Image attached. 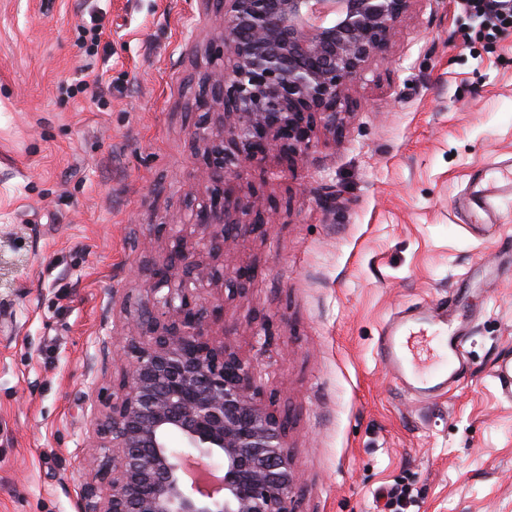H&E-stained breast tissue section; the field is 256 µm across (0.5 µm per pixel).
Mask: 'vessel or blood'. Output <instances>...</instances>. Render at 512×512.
<instances>
[{
  "label": "vessel or blood",
  "instance_id": "1",
  "mask_svg": "<svg viewBox=\"0 0 512 512\" xmlns=\"http://www.w3.org/2000/svg\"><path fill=\"white\" fill-rule=\"evenodd\" d=\"M510 196L512 166L499 163L477 171L456 208L488 229L498 224L500 203ZM427 333L438 339L439 351L425 360L415 347ZM469 333V322L459 318L448 303L406 307L392 314L383 325L377 351L397 384L413 397L429 399L460 382Z\"/></svg>",
  "mask_w": 512,
  "mask_h": 512
}]
</instances>
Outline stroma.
Here are the masks:
<instances>
[{"mask_svg": "<svg viewBox=\"0 0 512 512\" xmlns=\"http://www.w3.org/2000/svg\"><path fill=\"white\" fill-rule=\"evenodd\" d=\"M457 0H415L354 83L341 134L306 162L242 161L235 193L277 223L202 260L258 271L200 304L288 415L295 512H512V203L482 235L455 202L512 159V30L480 37ZM221 34L214 0H0V512H75L112 403L144 269L192 223V131ZM455 299L472 318L460 385L414 401L377 356L391 314ZM265 328L258 343L251 328Z\"/></svg>", "mask_w": 512, "mask_h": 512, "instance_id": "obj_1", "label": "stroma"}]
</instances>
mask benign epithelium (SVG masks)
Wrapping results in <instances>:
<instances>
[{"mask_svg": "<svg viewBox=\"0 0 512 512\" xmlns=\"http://www.w3.org/2000/svg\"><path fill=\"white\" fill-rule=\"evenodd\" d=\"M416 0H217L209 53L194 224L210 250L276 223L277 207L232 197L240 159L279 155L290 170L311 148L314 120L334 134L348 91L382 57ZM196 271L176 279V264ZM150 299L128 324L122 374L88 458L77 512H293L298 476L286 426L260 399L257 369L209 333L195 290L219 278L184 244L152 272Z\"/></svg>", "mask_w": 512, "mask_h": 512, "instance_id": "7a95c632", "label": "benign epithelium"}]
</instances>
